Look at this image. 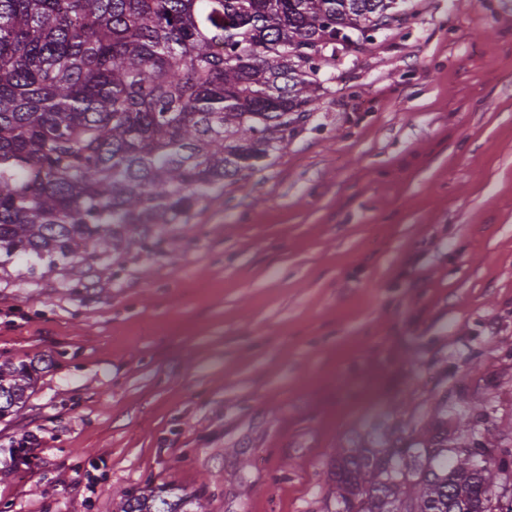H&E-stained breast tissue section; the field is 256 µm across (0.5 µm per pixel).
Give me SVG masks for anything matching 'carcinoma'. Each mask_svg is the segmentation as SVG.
<instances>
[{"label": "carcinoma", "instance_id": "carcinoma-1", "mask_svg": "<svg viewBox=\"0 0 512 512\" xmlns=\"http://www.w3.org/2000/svg\"><path fill=\"white\" fill-rule=\"evenodd\" d=\"M402 0H0V246L118 257L268 167L310 118L339 51L404 16ZM33 377L0 363V418ZM448 421L407 443L344 448L340 512H486L491 472ZM114 512H204L174 484Z\"/></svg>", "mask_w": 512, "mask_h": 512}]
</instances>
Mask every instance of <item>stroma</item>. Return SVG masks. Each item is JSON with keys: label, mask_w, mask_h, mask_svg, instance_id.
Segmentation results:
<instances>
[{"label": "stroma", "mask_w": 512, "mask_h": 512, "mask_svg": "<svg viewBox=\"0 0 512 512\" xmlns=\"http://www.w3.org/2000/svg\"><path fill=\"white\" fill-rule=\"evenodd\" d=\"M404 9L177 246L0 261V512H336L337 449L443 418L512 512V0ZM26 363H0V418L19 412L28 398L33 377ZM201 500L174 484L122 497L113 512H205Z\"/></svg>", "instance_id": "35a3bbf8"}]
</instances>
